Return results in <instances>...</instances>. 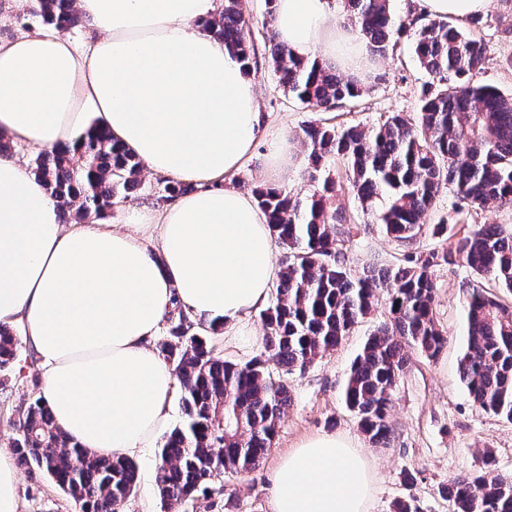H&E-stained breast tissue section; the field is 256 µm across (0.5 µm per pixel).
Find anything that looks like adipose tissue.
Returning <instances> with one entry per match:
<instances>
[{"mask_svg": "<svg viewBox=\"0 0 512 512\" xmlns=\"http://www.w3.org/2000/svg\"><path fill=\"white\" fill-rule=\"evenodd\" d=\"M84 48L51 30L0 39V324L19 326L38 360L39 397L80 447L133 457L168 421L175 387L154 341L182 307L235 328L277 280L268 216L233 183L266 117L255 82L203 29L222 0H78ZM294 56L367 72L363 39L336 0H275ZM152 173L193 185L122 232L62 224L61 207L15 155L73 141L88 121ZM371 477L350 443L309 440L273 475L269 512H366Z\"/></svg>", "mask_w": 512, "mask_h": 512, "instance_id": "obj_1", "label": "adipose tissue"}]
</instances>
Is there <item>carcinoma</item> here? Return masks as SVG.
I'll list each match as a JSON object with an SVG mask.
<instances>
[{"mask_svg":"<svg viewBox=\"0 0 512 512\" xmlns=\"http://www.w3.org/2000/svg\"><path fill=\"white\" fill-rule=\"evenodd\" d=\"M275 0L263 22L262 42L252 37L244 0H224L219 17L204 30L224 41L247 72L263 55L284 93L322 112L354 102L361 81L338 75L318 59L293 58L275 31ZM344 20L366 41L373 57L387 54L402 30H413V55L430 78L415 118L393 113L379 126L336 128L313 121L303 141L316 172L330 159L346 176L362 211L392 240L409 244L422 216L443 193L453 210L475 212L494 201L512 207V96L469 76L483 67L486 46L472 30L428 20L409 8L398 23L390 0H345ZM43 24L65 32L81 24L75 0H33ZM35 174L60 200L66 222L102 218L119 199L141 187L142 163L91 124L73 142L40 151ZM334 179L303 202L283 188L253 190L267 213L271 238L286 251L269 305L260 312L264 334L257 355L241 363L217 352L218 328L201 333L180 306L166 317L159 345L181 389L182 423L160 449L157 483L169 512L225 475L256 470L291 403L288 376L304 374L335 350L361 318L376 292L386 293L388 319L353 361L343 389L346 407L374 446L386 444L394 391L417 351L436 357L446 336L434 311L433 272L461 258L479 274L512 291V232L499 224L463 231L455 251H409L397 264L373 265L360 275L340 247L346 213L331 207ZM468 339L459 376L474 403L512 422V309L479 288L467 309ZM18 357L13 329L0 325V381H8ZM11 448L18 462L44 474L82 512H119L136 487L137 469L127 457L97 455L58 431L46 405L31 399L16 420ZM454 512H512V475L484 468L445 488Z\"/></svg>","mask_w":512,"mask_h":512,"instance_id":"cac0c4a2","label":"carcinoma"}]
</instances>
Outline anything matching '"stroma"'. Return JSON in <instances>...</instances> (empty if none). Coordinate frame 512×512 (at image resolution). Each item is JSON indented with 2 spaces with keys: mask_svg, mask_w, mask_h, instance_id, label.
<instances>
[{
  "mask_svg": "<svg viewBox=\"0 0 512 512\" xmlns=\"http://www.w3.org/2000/svg\"><path fill=\"white\" fill-rule=\"evenodd\" d=\"M511 13L512 5L505 0H490L483 15L484 26L478 32L487 47L486 62L472 76L474 83L495 86L507 95H512V35L505 33L502 21ZM411 42V34H404L393 52L375 60L373 67L382 73V80L368 83L357 102L329 112L328 121L369 129L392 112L414 117L428 76L415 61ZM251 77L270 133L287 132L296 146L298 164L289 171L284 185L295 195H308L314 182L308 151L301 144L302 128L319 114L313 107L285 96L266 62H259ZM328 168L336 180L333 205L351 217L343 235L349 267L359 272L374 263H398L404 246L382 233L362 212L343 163L335 160ZM141 179L142 189L116 204L106 217L107 223L121 227L134 210L146 205L163 207L164 191L157 177L145 172ZM449 205L443 196L426 212L416 248L455 249L463 235L462 225H449L447 233L439 237L431 234L433 225L447 215ZM434 279V309L447 343L434 358L413 354L394 394L387 444H369L341 397L353 360L387 318L386 305L380 302L335 351L304 374L290 376L291 404L279 423L275 444L260 467L214 482L179 512H268L271 476L282 457L324 434L351 442L367 463L372 478L367 512H390L393 501L408 496L419 501L423 512H454L453 502L441 492L448 482L479 469L487 457L493 459L498 471L512 473V423L474 404L458 374L467 339L465 306L470 286L482 287L508 306H512V292L497 287L490 277L475 273L462 261L436 268ZM262 336L260 317L255 314L237 329L219 334L218 346L226 359L245 362L258 352ZM39 385V370L31 362L28 348H21L11 383L0 389V446L9 445L16 437L15 417ZM135 463L137 485L125 512H162L157 490L158 448L136 456ZM408 470L417 475L411 486L403 480ZM18 497L19 512H78L74 502L45 476L23 468L18 471Z\"/></svg>",
  "mask_w": 512,
  "mask_h": 512,
  "instance_id": "35a3bbf8",
  "label": "stroma"
}]
</instances>
